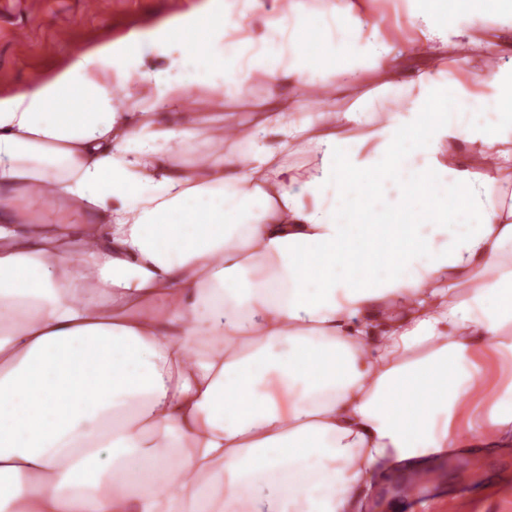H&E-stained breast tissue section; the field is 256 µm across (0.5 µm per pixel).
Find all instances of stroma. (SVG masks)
<instances>
[{"instance_id": "obj_1", "label": "stroma", "mask_w": 512, "mask_h": 512, "mask_svg": "<svg viewBox=\"0 0 512 512\" xmlns=\"http://www.w3.org/2000/svg\"><path fill=\"white\" fill-rule=\"evenodd\" d=\"M198 0H0V92L65 64L100 41L191 10ZM429 498L410 494L408 472L379 473L364 512H512V443L470 456L467 475L453 459L423 465Z\"/></svg>"}]
</instances>
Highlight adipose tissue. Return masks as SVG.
<instances>
[{
  "mask_svg": "<svg viewBox=\"0 0 512 512\" xmlns=\"http://www.w3.org/2000/svg\"><path fill=\"white\" fill-rule=\"evenodd\" d=\"M507 56L438 0H201L0 93V512H352L512 442ZM31 221L42 224H57L58 222L82 224L84 217L81 213L62 212L60 209H56L55 205L47 198L39 199L31 196L19 223L27 224Z\"/></svg>",
  "mask_w": 512,
  "mask_h": 512,
  "instance_id": "1",
  "label": "adipose tissue"
}]
</instances>
